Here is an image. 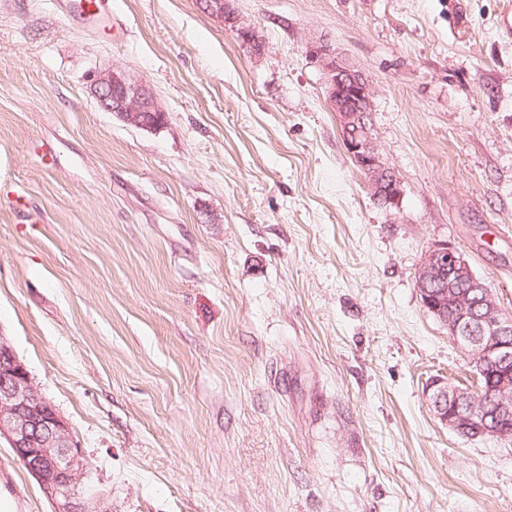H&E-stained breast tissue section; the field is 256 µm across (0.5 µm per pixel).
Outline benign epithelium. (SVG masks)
<instances>
[{
  "mask_svg": "<svg viewBox=\"0 0 512 512\" xmlns=\"http://www.w3.org/2000/svg\"><path fill=\"white\" fill-rule=\"evenodd\" d=\"M210 15L220 18L238 38L256 53L259 39L255 30L241 22L230 0H201ZM309 56L324 71L325 92L341 126L345 148L363 173L373 197L387 208L398 206L401 184L395 170L379 152L374 124L373 86L368 77L332 45L312 41ZM92 93L98 106L113 112L138 128H153L166 113L151 87L129 81L118 68L95 71L91 75ZM455 275L464 288L452 293L433 288L443 275ZM416 285L424 308L446 328L478 371L475 388L448 385L433 379L427 389L431 408L448 429L468 436L505 438L507 428L490 427L484 417L486 403L493 401L496 414L512 416V316L499 307L494 294L475 274L465 256L448 244L428 251L416 273ZM481 295L483 313L470 311L471 291ZM454 318L445 314L448 304ZM499 371L493 386H484L486 369ZM15 450L27 470L55 500L57 512H78L73 489L83 472L73 438L57 412L38 394L32 380L7 343L0 340V439Z\"/></svg>",
  "mask_w": 512,
  "mask_h": 512,
  "instance_id": "benign-epithelium-1",
  "label": "benign epithelium"
}]
</instances>
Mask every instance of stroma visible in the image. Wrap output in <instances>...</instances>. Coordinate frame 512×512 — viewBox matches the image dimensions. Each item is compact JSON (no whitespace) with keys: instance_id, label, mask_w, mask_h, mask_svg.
Wrapping results in <instances>:
<instances>
[{"instance_id":"stroma-1","label":"stroma","mask_w":512,"mask_h":512,"mask_svg":"<svg viewBox=\"0 0 512 512\" xmlns=\"http://www.w3.org/2000/svg\"><path fill=\"white\" fill-rule=\"evenodd\" d=\"M113 0V40L0 0V339L67 423L83 512H512V439L426 387L473 382L415 272L446 243L512 314L503 0ZM322 39L372 81L401 205L349 156ZM163 125L100 109L93 71ZM0 500L55 512L6 440ZM230 2L229 0H203L201 4L205 11L220 18L224 22V26L231 28L243 43L249 45L255 53H259L261 48L255 46L259 44L255 30L241 22L231 8ZM258 46L261 47V44ZM90 77L92 93L102 110L143 129L163 122L166 111L148 85L129 81L118 68L94 71Z\"/></svg>"}]
</instances>
